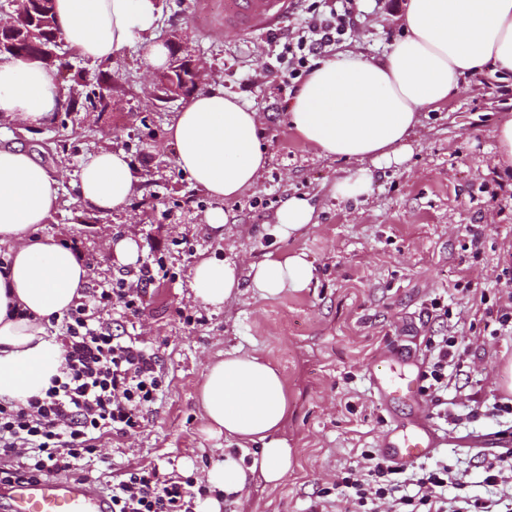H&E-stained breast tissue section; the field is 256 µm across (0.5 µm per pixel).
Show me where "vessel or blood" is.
Returning <instances> with one entry per match:
<instances>
[{"label":"vessel or blood","mask_w":512,"mask_h":512,"mask_svg":"<svg viewBox=\"0 0 512 512\" xmlns=\"http://www.w3.org/2000/svg\"><path fill=\"white\" fill-rule=\"evenodd\" d=\"M293 0H228L225 25L245 31L277 26L287 17ZM436 437L432 425L417 426L386 442L385 454L398 462H410L428 456ZM8 500L11 512H112L110 496L97 491L80 478L48 477L35 482L8 486L0 492Z\"/></svg>","instance_id":"b4317fda"}]
</instances>
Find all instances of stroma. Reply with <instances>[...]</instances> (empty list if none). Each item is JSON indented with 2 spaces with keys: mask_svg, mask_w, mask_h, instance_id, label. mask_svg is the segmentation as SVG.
Wrapping results in <instances>:
<instances>
[{
  "mask_svg": "<svg viewBox=\"0 0 512 512\" xmlns=\"http://www.w3.org/2000/svg\"><path fill=\"white\" fill-rule=\"evenodd\" d=\"M159 2L155 40L191 60L203 87H223L260 117L268 164L256 187L221 204L229 215L223 233L203 222L218 204L175 161L167 128L181 102L164 95L161 73L145 66L140 45L99 65L68 52L57 79L62 101L51 120L37 129L0 121V139L37 153L57 179L58 207L39 231L77 247L90 287L124 274L109 250L124 236L138 239L141 256L168 272L147 288L138 318L100 315L113 333L138 337L157 354L165 391L144 409L140 430L101 439L97 454L114 466L98 468L94 485L110 491L143 465L204 481L215 451L200 432L197 389L206 364L239 347L283 375L293 469L276 487L251 480L224 512H311L318 491L335 483L356 449L381 447L386 435L431 419L422 399L375 386L385 376L417 374L428 337L461 339L462 393L454 413L507 392L501 370L512 363V332L498 331L493 313L512 306V172L495 163L493 130L512 118V99L494 91L512 85V74L467 79L447 105L422 112L410 159L375 170L362 203L340 202L332 186L354 164L318 157L295 136L286 113L298 83L285 75L279 46L300 31L304 0L265 32L225 27V0ZM404 2L357 0L351 32L327 55L383 58L404 35ZM101 74L112 100L106 112L83 105ZM103 148L129 155L138 182L130 206L109 215L88 210L75 187L80 163ZM295 194L313 197L318 221L272 242L263 227ZM293 252L314 261L308 288L269 299L246 288L218 312L193 300L190 270L200 254L245 268L267 254ZM434 300L439 310H432ZM509 429L506 417L445 426L454 439L448 459L463 461L470 494L483 492L479 464L494 452L487 437Z\"/></svg>",
  "mask_w": 512,
  "mask_h": 512,
  "instance_id": "stroma-1",
  "label": "stroma"
}]
</instances>
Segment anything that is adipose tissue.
Wrapping results in <instances>:
<instances>
[{
    "label": "adipose tissue",
    "instance_id": "obj_1",
    "mask_svg": "<svg viewBox=\"0 0 512 512\" xmlns=\"http://www.w3.org/2000/svg\"><path fill=\"white\" fill-rule=\"evenodd\" d=\"M64 40L86 61H111L138 44L150 68L167 65L169 51L153 41L158 0H55ZM404 36L384 60L328 57L318 62L289 100L287 114L298 138L318 156L356 163L333 195H367L373 168L404 164L407 143L423 111L447 104L466 78L512 73V0H408ZM59 102L53 74L40 61L0 57V120L33 128L48 123ZM260 121L236 97L212 87L192 95L168 126L176 163L217 208L204 215L222 229V202L256 186L268 156ZM82 204L106 215L125 210L136 194L128 155L102 149L80 167ZM58 205V187L48 169L16 143H0V246L8 268L0 274V400L25 402L44 393L65 363L64 350L47 327L81 298L89 269L72 248L40 235ZM316 221L309 198L284 200L264 232L285 240ZM315 266L305 253L266 256L241 272L228 258L204 256L191 268L195 302L214 310L248 287L263 298L310 286ZM197 404L202 433L215 443L232 440L237 452L212 460L210 493L199 512H223L248 479L270 486L285 480L292 450L281 436L288 396L280 371L264 357L235 348L205 367ZM253 449L244 460V449Z\"/></svg>",
    "mask_w": 512,
    "mask_h": 512
}]
</instances>
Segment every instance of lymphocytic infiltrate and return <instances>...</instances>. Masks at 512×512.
Listing matches in <instances>:
<instances>
[{"label":"lymphocytic infiltrate","instance_id":"lymphocytic-infiltrate-1","mask_svg":"<svg viewBox=\"0 0 512 512\" xmlns=\"http://www.w3.org/2000/svg\"><path fill=\"white\" fill-rule=\"evenodd\" d=\"M306 28L288 42L289 79L310 69V58L341 41L353 24V6L337 8L336 0H313ZM122 309L139 316L141 295L124 281L84 292L64 316L66 369L52 378L44 396L26 404L0 400V457L14 468L0 475L4 482L39 479L58 470L81 472L93 460L96 444L109 434L125 435L143 425V411L163 391L158 357L135 336L113 334L95 312ZM420 372V391L444 421H454L447 390L460 366L458 339H427ZM485 493L469 495L466 476L435 459L398 464L374 448L361 449L334 487L323 488V503L337 512H512V448L483 459ZM206 485L193 478L163 477L145 465L127 472L112 486V512H195V499Z\"/></svg>","mask_w":512,"mask_h":512}]
</instances>
